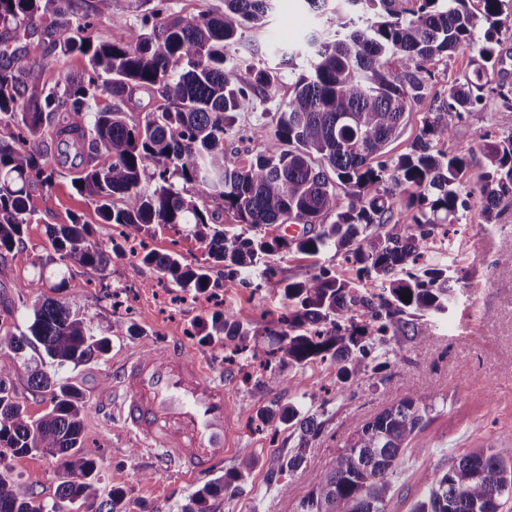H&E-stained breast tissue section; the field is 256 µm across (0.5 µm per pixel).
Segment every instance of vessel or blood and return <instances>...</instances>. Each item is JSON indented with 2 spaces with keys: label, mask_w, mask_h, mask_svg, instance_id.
<instances>
[{
  "label": "vessel or blood",
  "mask_w": 512,
  "mask_h": 512,
  "mask_svg": "<svg viewBox=\"0 0 512 512\" xmlns=\"http://www.w3.org/2000/svg\"><path fill=\"white\" fill-rule=\"evenodd\" d=\"M123 390L124 428L147 440L160 467L209 474L236 445L235 409L223 384L205 375L178 346L126 359L114 371Z\"/></svg>",
  "instance_id": "b4317fda"
}]
</instances>
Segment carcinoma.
Instances as JSON below:
<instances>
[{
  "label": "carcinoma",
  "instance_id": "cac0c4a2",
  "mask_svg": "<svg viewBox=\"0 0 512 512\" xmlns=\"http://www.w3.org/2000/svg\"><path fill=\"white\" fill-rule=\"evenodd\" d=\"M55 2L0 0V45L30 30ZM67 2L64 36L54 47L87 56V75L39 88L24 70L0 64V125L20 130L0 134L1 264L23 244L30 192L53 184L51 159L58 154L75 160V188L95 204L101 223L145 233L154 224L182 226L209 258L224 264L229 282L276 247L307 257L346 251L354 271L348 277L322 267L289 282L265 265L264 287L286 301L275 327H263L276 348L250 343L258 329L230 311H215L210 325H201L211 340H239L261 366L275 356L280 365L299 368L329 358L345 384L403 359L407 342L433 343L422 317L449 309L453 280L467 282L471 293L478 283L440 257L426 260L429 240L440 228L449 237L471 200L480 202L490 221L500 201L512 198V131L478 133L488 171L466 188L470 150L455 140L453 122L483 103L485 84L476 71L448 85V100L427 113L409 153L384 157L422 101L438 57L479 44L483 60L492 61L504 0H481L479 9L471 0H305L326 16V27L281 52L302 58L305 69L275 122L253 131L283 149L259 152L244 164L237 161L236 142L246 139L234 132L237 114L253 108L279 72L246 60L230 70L227 51L245 31L265 25L274 0H224V9L196 17L171 13L166 0H157L133 22L112 19L114 33L99 43L85 35L89 18L110 15L112 0ZM137 90L156 102L134 122L117 105L91 111V102L104 93L123 103ZM195 184L208 192L194 197L188 187ZM394 186L405 196L393 199ZM226 214L242 232L224 229ZM269 224H299L303 231L271 244L256 235ZM47 238L67 268L99 267L109 259L108 246L77 219L47 225ZM141 261L194 301L211 300L207 266L153 252ZM38 346L50 365L78 366L104 357L110 340L94 334L67 304L49 298L31 305L20 335L0 338V463L32 452L59 458L58 499L81 500L86 512H120L127 474L113 468L112 488L100 497V458L84 442L80 391L35 368L29 384L49 393L51 408L33 420L12 388L26 349ZM431 411L426 397L414 393L368 420H351L330 467L300 499L297 512H387L391 477ZM238 415L263 424L277 420L298 432L291 455L268 461L269 473L279 477L299 469L321 430L314 415L293 403L276 411L242 406ZM250 467L245 461L204 482L182 512H215L212 500L245 480ZM511 499L512 448L499 447L490 436L481 448L433 466L410 512H503ZM0 512H56V505L37 501L3 466Z\"/></svg>",
  "mask_w": 512,
  "mask_h": 512
}]
</instances>
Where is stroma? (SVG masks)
Segmentation results:
<instances>
[{
    "label": "stroma",
    "instance_id": "obj_1",
    "mask_svg": "<svg viewBox=\"0 0 512 512\" xmlns=\"http://www.w3.org/2000/svg\"><path fill=\"white\" fill-rule=\"evenodd\" d=\"M506 2L509 17L501 27L496 47L501 62L487 66L484 73L490 94L483 107L455 126L457 141L471 151L468 178L473 182L485 170L478 132L512 129V109L504 107L498 96L500 90L512 91V0ZM322 25V17L304 0H275L266 25L246 32L231 48L230 57L276 65L275 50L297 48L305 35ZM62 36L55 17L45 16L16 42L14 65L26 67L31 82L48 87L68 76L86 75L89 64L85 56L51 51L52 41ZM480 63L473 48L436 59L425 97L410 112L390 145V156L409 152L427 113L447 99L449 82L463 80ZM280 74L274 101L256 102L253 109L239 113L237 130L244 132L255 124L274 121L276 108L287 101L298 72L285 66ZM29 207L32 215L24 228V244L9 255L6 265L0 266V301L12 300L16 310L14 316L0 319V336L16 333L28 306L43 298L69 304L98 333L107 332L118 319L132 324L131 333L112 337L108 354L98 362L58 370L59 376L67 378L82 394L84 439L100 453V494L110 490L114 466H124L129 474L122 512H181L188 496L202 484L200 478L163 471L154 480L140 481V474L151 468L146 447L129 435L117 418L101 412L105 403L119 395L107 382L115 365L173 343L180 345L203 371L226 384L237 405L267 409L294 402L314 413L322 424L319 436L308 446L304 464L283 493L268 480L267 462L295 448L296 433L278 422L254 432L245 421H237L239 446L225 459L224 466H238L249 456L255 464L246 481L232 485L216 498V512H296L299 500L330 466L346 423L371 417L412 393L432 397L435 410L404 455L389 493L388 512H409L431 466L480 448L487 436L497 437L501 447H512V308L500 305L503 297L512 296V266L497 262L502 251L512 249V203L501 204L496 218L490 221L480 207H473L466 212L460 232L451 236L453 255L479 288L472 295L457 290L449 311L430 316L434 344H407L404 361L389 367L382 383L355 382L353 396L340 398L335 395L336 367L327 362L303 370L286 366L276 370L274 378L242 383L237 366L224 360L228 350L223 341H205L193 332L195 325L208 319V311L191 299H178L175 286L166 276L129 256L127 243L135 238V230L101 223L94 203L74 188L68 170H60L52 186L32 191ZM76 219L89 225L93 239L114 245L107 266L66 269L55 262L46 227ZM144 241L148 250L156 253H179L186 264L209 261L203 246L193 237L167 226L153 225ZM269 261L280 277L290 280L305 277L318 265L339 274L348 271L341 251L330 250L313 260L282 248L274 250ZM33 279L37 287L18 294V284ZM249 279L250 286L225 288L222 308L246 324L276 320L283 310L281 296L256 290L259 271H252ZM487 310L496 313L494 326H485L481 320ZM6 463L41 500L57 502L59 512H84L81 502L57 500V459L33 453L7 458Z\"/></svg>",
    "mask_w": 512,
    "mask_h": 512
}]
</instances>
